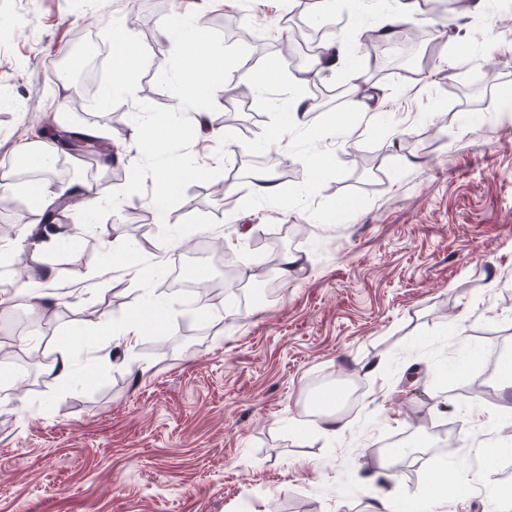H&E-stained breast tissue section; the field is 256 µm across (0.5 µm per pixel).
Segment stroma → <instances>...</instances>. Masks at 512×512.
I'll return each instance as SVG.
<instances>
[{
    "instance_id": "stroma-1",
    "label": "stroma",
    "mask_w": 512,
    "mask_h": 512,
    "mask_svg": "<svg viewBox=\"0 0 512 512\" xmlns=\"http://www.w3.org/2000/svg\"><path fill=\"white\" fill-rule=\"evenodd\" d=\"M130 10L140 20L130 32L150 55L141 81L169 101L178 63L157 46L174 14L209 13L210 56L230 72L253 56L234 35L246 23L287 18L283 35L265 38L276 57L282 37L328 24L358 36L378 20L362 19L354 0H338L327 17L297 0H240L231 10L170 0L155 12L133 0H0V170L20 166L30 112L55 127H98L138 159L133 103L117 119L66 111L82 79L54 67L77 30L102 34ZM458 28L462 37L442 46L410 45L401 75L346 56L315 98L302 77L316 59L298 46L293 68L275 71L251 102L217 100L211 124L245 149L221 163L216 141L196 133L192 155L225 172L190 185L166 219H150L141 262L166 270L192 254L188 238L164 245L158 233L193 214L217 220L211 246L246 269L264 260L255 231L308 225L305 239L282 240L281 255L301 256L302 266L274 297L251 277L244 302L229 294L196 310L173 305L163 334L116 355L113 329L157 289L109 263L133 244L129 217L109 214L66 252H37L17 237L23 268L51 270L70 290L37 320L0 305V345L45 356L23 383L0 374V512H398L403 501L410 512H501L512 499V456L495 465L489 457L512 449V388L499 385L512 356V63L481 42L512 46V0L466 9ZM431 54L436 63L424 67ZM339 86L340 101L331 94ZM50 89L59 92L51 104ZM370 94L385 101L380 116ZM292 96L312 110L289 134L287 156L268 167L278 196L259 200L254 158ZM340 113L354 119L353 139L319 137ZM321 154L324 169L304 165ZM63 166L75 185H124L111 166L71 156ZM62 347L71 373L58 382L46 360ZM347 378L361 395L331 439L306 408ZM394 439L413 455L397 459L393 475L385 463Z\"/></svg>"
}]
</instances>
